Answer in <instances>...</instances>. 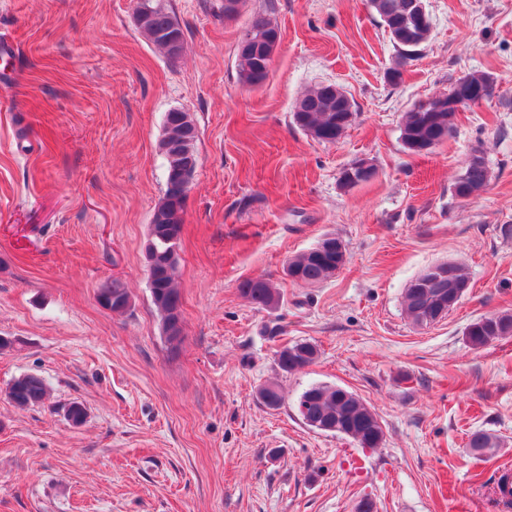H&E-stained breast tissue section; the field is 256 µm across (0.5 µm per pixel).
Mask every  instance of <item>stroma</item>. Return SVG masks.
Masks as SVG:
<instances>
[{"label":"stroma","instance_id":"1","mask_svg":"<svg viewBox=\"0 0 512 512\" xmlns=\"http://www.w3.org/2000/svg\"><path fill=\"white\" fill-rule=\"evenodd\" d=\"M167 0L185 32L172 60L137 31L134 0H0V512H512L496 495L512 469V336L475 349L467 326L512 313V0H427L429 41L391 84L397 50L369 0ZM265 14L283 40L263 84L235 73L238 38ZM492 98L461 109L430 153L409 154L401 118L470 72ZM333 84L355 118L336 143L292 122L309 88ZM198 129L197 168L177 248L183 337L170 352L151 301L148 225L164 192L167 112ZM491 179L452 187L474 150ZM377 170L341 188L356 160ZM347 262L315 286L288 259L324 235ZM470 288L419 327L403 291L440 262ZM263 277L278 309L240 297ZM120 279L130 305L97 300ZM316 361L285 373L287 344ZM47 386L16 408L8 384ZM279 409L257 397L266 382ZM357 394L379 447L306 425L311 385ZM87 412L73 424L71 403ZM498 436L492 457L466 447ZM317 356L316 346L305 341L282 348L277 353L276 361L281 371L291 373L312 364ZM6 395L16 407L26 409L43 402L46 396V386L40 377L25 374L13 380Z\"/></svg>","mask_w":512,"mask_h":512}]
</instances>
